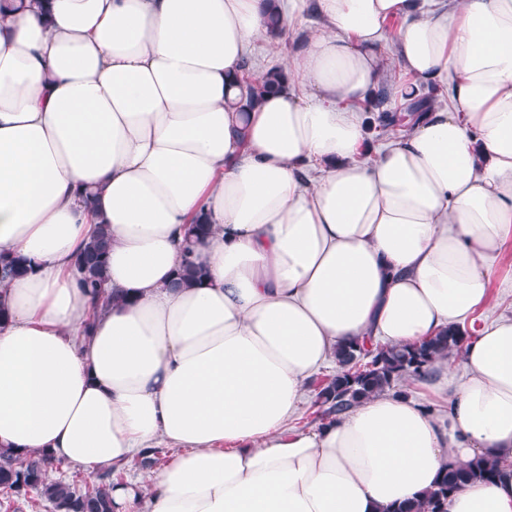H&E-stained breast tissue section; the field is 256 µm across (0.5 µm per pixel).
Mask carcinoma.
<instances>
[{"label":"carcinoma","instance_id":"obj_1","mask_svg":"<svg viewBox=\"0 0 512 512\" xmlns=\"http://www.w3.org/2000/svg\"><path fill=\"white\" fill-rule=\"evenodd\" d=\"M239 83L248 92L239 111L248 112L262 97L281 87L284 72L272 67L261 74L251 72L243 65ZM389 94L380 86L364 104L367 112L379 113V128L388 132L393 127L405 126L406 118L425 111L433 103L429 93H418L406 107V113L388 109ZM210 225L196 219L187 229L185 259L171 287L182 288L202 283L207 271L191 260L190 245L205 237ZM112 248L109 229L102 226L78 252L75 265L83 290L95 297L104 293L107 261ZM31 270L29 261L8 252L0 253V282L24 277ZM468 336L454 326L419 343L403 346L384 345L371 352L355 345L336 350V373L318 387L315 403L327 419H336L370 396L390 390L395 383L419 381L430 374L437 359L462 350ZM53 465L37 452H0V492L7 495L6 505L22 503L36 496L51 505L53 512H113L112 487L121 478L124 468H109L94 482L84 487L51 476ZM512 473L493 459L481 457L463 466L445 471L435 487L421 499L391 506L387 512H447L448 497L473 478L499 479Z\"/></svg>","mask_w":512,"mask_h":512}]
</instances>
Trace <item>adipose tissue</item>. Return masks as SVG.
<instances>
[{
  "label": "adipose tissue",
  "instance_id": "ef3b65f1",
  "mask_svg": "<svg viewBox=\"0 0 512 512\" xmlns=\"http://www.w3.org/2000/svg\"><path fill=\"white\" fill-rule=\"evenodd\" d=\"M0 15V447L89 473L165 444L115 512H387L447 468L512 464V317L382 392L289 430L350 343L406 345L491 303L512 240V0H6ZM322 27L249 114L233 80L265 17ZM395 31H388L391 20ZM393 45L448 93L364 160L357 110ZM209 279L172 289L187 224ZM108 306L74 258L98 225ZM448 512H512L474 479ZM31 270L29 261L20 255L0 253V282H10L24 277Z\"/></svg>",
  "mask_w": 512,
  "mask_h": 512
}]
</instances>
